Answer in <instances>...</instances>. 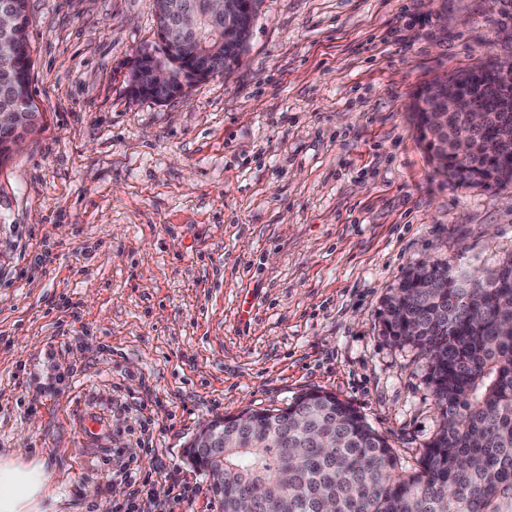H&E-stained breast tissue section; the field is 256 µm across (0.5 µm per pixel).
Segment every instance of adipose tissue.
<instances>
[{"label":"adipose tissue","mask_w":512,"mask_h":512,"mask_svg":"<svg viewBox=\"0 0 512 512\" xmlns=\"http://www.w3.org/2000/svg\"><path fill=\"white\" fill-rule=\"evenodd\" d=\"M52 472L44 461L0 455V512H55L50 498Z\"/></svg>","instance_id":"1"}]
</instances>
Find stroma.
<instances>
[{"label": "stroma", "mask_w": 512, "mask_h": 512, "mask_svg": "<svg viewBox=\"0 0 512 512\" xmlns=\"http://www.w3.org/2000/svg\"><path fill=\"white\" fill-rule=\"evenodd\" d=\"M39 126L0 163V453L47 461L60 512H222L200 426L307 390L414 471L440 427L418 350L380 331L413 266L512 257V183L449 185L412 94L512 59L490 0H261L239 66L166 102L150 0H27ZM153 472L135 491L128 463ZM172 69V72H171ZM169 66L158 60L156 54L149 52L139 53L133 58L130 69L127 67L128 91L136 98H149L153 100L157 90L164 89L172 98L183 92V87H176L175 81L181 79V70L171 64ZM173 73V78H172Z\"/></svg>", "instance_id": "1"}]
</instances>
